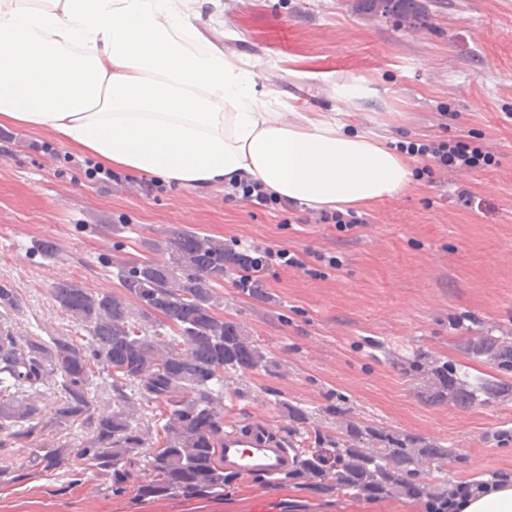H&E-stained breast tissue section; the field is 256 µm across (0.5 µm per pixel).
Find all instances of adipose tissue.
Masks as SVG:
<instances>
[{
  "label": "adipose tissue",
  "instance_id": "obj_1",
  "mask_svg": "<svg viewBox=\"0 0 512 512\" xmlns=\"http://www.w3.org/2000/svg\"><path fill=\"white\" fill-rule=\"evenodd\" d=\"M199 0H0V126L48 131L105 168L183 186L244 177L315 209L402 191L412 161L325 114L268 111Z\"/></svg>",
  "mask_w": 512,
  "mask_h": 512
}]
</instances>
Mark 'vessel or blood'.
<instances>
[{
  "instance_id": "b4317fda",
  "label": "vessel or blood",
  "mask_w": 512,
  "mask_h": 512,
  "mask_svg": "<svg viewBox=\"0 0 512 512\" xmlns=\"http://www.w3.org/2000/svg\"><path fill=\"white\" fill-rule=\"evenodd\" d=\"M219 455L225 470L238 476L273 477L292 468L296 451L266 423L253 421L225 431Z\"/></svg>"
}]
</instances>
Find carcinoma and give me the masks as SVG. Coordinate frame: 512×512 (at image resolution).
<instances>
[{
    "mask_svg": "<svg viewBox=\"0 0 512 512\" xmlns=\"http://www.w3.org/2000/svg\"><path fill=\"white\" fill-rule=\"evenodd\" d=\"M360 8L410 26L425 24L419 0H358ZM162 258L139 257L114 262L123 292L92 293L73 281L54 284L53 296L88 333L75 345L56 338L46 345L22 342L10 327L0 326V450L26 448L38 431L42 408L19 394L38 388L50 374L63 392L53 420L62 427L84 424L88 438L79 457L69 448H39L30 467L78 471L76 459L97 469L111 492L123 493L139 482L142 498H207L224 493L233 477L224 474L219 446L224 412L217 399L234 378L276 365L247 331L217 314L214 288L233 273L256 272L251 255L224 241L175 228L151 245ZM135 303H130V300ZM15 289L0 283V309L17 310ZM473 360L512 372V341L479 336L464 343ZM103 364L110 378L112 413L94 412L88 366ZM410 376L429 375L426 399L472 407L512 400V384L472 374L453 361L425 352L400 362ZM164 406L163 436L149 452L145 430L133 413L134 398ZM293 433L315 432L314 446L297 450L288 478L320 493H348L367 498L400 496L438 498L448 487L430 478L431 464L454 455V449L390 427L348 423L336 435L318 428V413L287 400L277 402ZM144 458L140 478L133 473Z\"/></svg>",
    "mask_w": 512,
    "mask_h": 512,
    "instance_id": "obj_1",
    "label": "carcinoma"
}]
</instances>
